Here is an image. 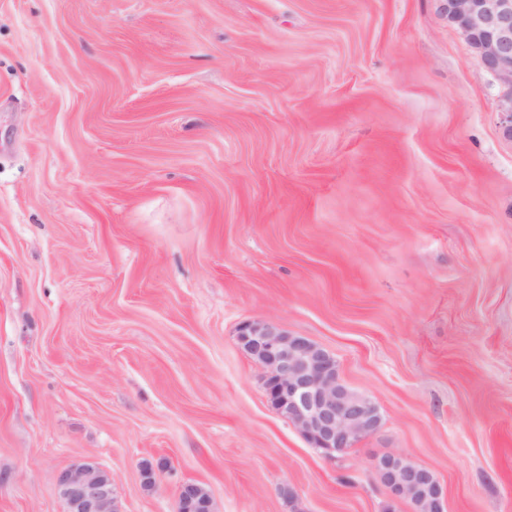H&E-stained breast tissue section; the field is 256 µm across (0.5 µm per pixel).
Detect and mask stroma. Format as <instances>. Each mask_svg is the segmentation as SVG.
Masks as SVG:
<instances>
[{
	"mask_svg": "<svg viewBox=\"0 0 512 512\" xmlns=\"http://www.w3.org/2000/svg\"><path fill=\"white\" fill-rule=\"evenodd\" d=\"M258 319L380 430L310 447ZM392 453L512 512V141L441 0H0V512L88 454L121 512H413ZM176 512H215L208 491L195 482H183L176 491Z\"/></svg>",
	"mask_w": 512,
	"mask_h": 512,
	"instance_id": "1",
	"label": "stroma"
}]
</instances>
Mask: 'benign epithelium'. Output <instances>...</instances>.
Wrapping results in <instances>:
<instances>
[{
	"instance_id": "7a95c632",
	"label": "benign epithelium",
	"mask_w": 512,
	"mask_h": 512,
	"mask_svg": "<svg viewBox=\"0 0 512 512\" xmlns=\"http://www.w3.org/2000/svg\"><path fill=\"white\" fill-rule=\"evenodd\" d=\"M442 2L448 23L473 49L478 71L495 80L503 134L512 139V0ZM236 340L265 366L271 406L326 457H336L380 429L377 405L348 388L335 356L318 343L264 320L241 324ZM375 469L393 499L415 504L418 512H446L444 489L430 470L394 454L378 459ZM113 483L112 471L93 456L57 474L65 512H120ZM176 512H215L214 502L202 485L183 482L176 491Z\"/></svg>"
}]
</instances>
